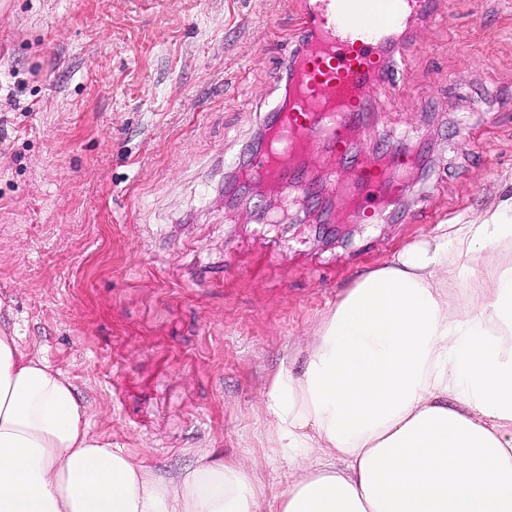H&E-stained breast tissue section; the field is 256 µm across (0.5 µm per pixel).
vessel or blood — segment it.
I'll use <instances>...</instances> for the list:
<instances>
[{
    "mask_svg": "<svg viewBox=\"0 0 512 512\" xmlns=\"http://www.w3.org/2000/svg\"><path fill=\"white\" fill-rule=\"evenodd\" d=\"M436 21L432 0H305L299 23L313 37L286 58L288 106L275 113L269 147L250 156L253 174L288 191L302 154L323 150L345 157L348 132L367 110L365 89L384 84L399 90L404 33L415 23ZM356 168L359 190L386 191L380 166L360 159Z\"/></svg>",
    "mask_w": 512,
    "mask_h": 512,
    "instance_id": "vessel-or-blood-1",
    "label": "vessel or blood"
}]
</instances>
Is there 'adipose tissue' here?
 Listing matches in <instances>:
<instances>
[{
    "mask_svg": "<svg viewBox=\"0 0 512 512\" xmlns=\"http://www.w3.org/2000/svg\"><path fill=\"white\" fill-rule=\"evenodd\" d=\"M512 195L361 274L263 408L288 484L213 454L164 475L88 433L0 327V512H512Z\"/></svg>",
    "mask_w": 512,
    "mask_h": 512,
    "instance_id": "1",
    "label": "adipose tissue"
}]
</instances>
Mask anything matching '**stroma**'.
<instances>
[{
    "label": "stroma",
    "mask_w": 512,
    "mask_h": 512,
    "mask_svg": "<svg viewBox=\"0 0 512 512\" xmlns=\"http://www.w3.org/2000/svg\"><path fill=\"white\" fill-rule=\"evenodd\" d=\"M352 154L420 168L349 240L229 220L226 164L286 91L303 0H0V326L73 383L91 436L174 474L213 453L286 487L271 377L362 272L512 173V0H434Z\"/></svg>",
    "instance_id": "obj_1"
}]
</instances>
